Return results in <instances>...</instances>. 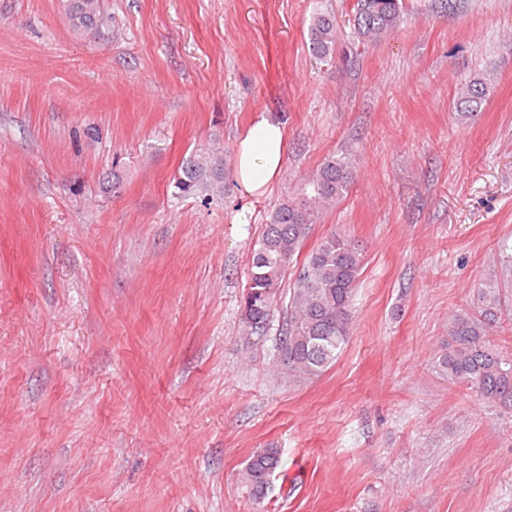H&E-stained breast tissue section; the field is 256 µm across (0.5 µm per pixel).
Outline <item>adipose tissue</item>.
I'll list each match as a JSON object with an SVG mask.
<instances>
[{"label": "adipose tissue", "mask_w": 512, "mask_h": 512, "mask_svg": "<svg viewBox=\"0 0 512 512\" xmlns=\"http://www.w3.org/2000/svg\"><path fill=\"white\" fill-rule=\"evenodd\" d=\"M286 146L282 125L271 117L259 116L237 147V183L248 193L264 194L281 171Z\"/></svg>", "instance_id": "adipose-tissue-1"}]
</instances>
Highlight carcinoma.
<instances>
[{
    "label": "carcinoma",
    "instance_id": "carcinoma-1",
    "mask_svg": "<svg viewBox=\"0 0 512 512\" xmlns=\"http://www.w3.org/2000/svg\"><path fill=\"white\" fill-rule=\"evenodd\" d=\"M401 0H356L357 36L376 42L402 21ZM73 25L102 33L110 17L101 0H68ZM310 53L327 60L336 50V19L312 16L308 30ZM490 88L473 79L458 92L460 112L469 119L480 111ZM353 181L350 154L329 158L304 179L311 193L291 196L269 214L251 258L250 283L244 299L249 315L244 323L259 336L267 334L269 316L288 267L297 260L304 241L322 214L336 205ZM174 195L191 197L203 207L224 196V151L197 147L182 160L173 178ZM363 268L362 250L346 235L332 232L305 259L290 289L286 317L276 336L277 357L294 381L313 379L336 362L352 330V302ZM512 287V243L504 244L495 268L476 291L478 313L462 312L448 319V342L436 356L437 370L448 383L463 384L503 414L512 415V356L495 348L489 336L504 311ZM281 468L277 448H263L248 460L241 481L256 500L269 493L270 477Z\"/></svg>",
    "mask_w": 512,
    "mask_h": 512
}]
</instances>
